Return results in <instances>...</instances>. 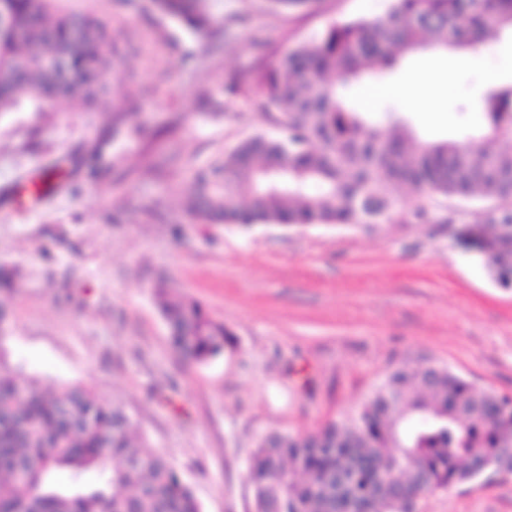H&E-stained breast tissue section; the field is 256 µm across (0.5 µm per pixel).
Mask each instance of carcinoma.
Listing matches in <instances>:
<instances>
[{
  "label": "carcinoma",
  "instance_id": "obj_1",
  "mask_svg": "<svg viewBox=\"0 0 512 512\" xmlns=\"http://www.w3.org/2000/svg\"><path fill=\"white\" fill-rule=\"evenodd\" d=\"M58 0H0V112L30 101L101 102L122 33ZM318 0H266L271 12ZM154 9L204 38L219 21L207 0H152ZM512 34V0H391L378 17L336 20L247 70L225 76L224 95L252 98L281 137L255 134L197 173L185 215L209 224H371L394 210L399 184L453 198L497 201L477 236L488 274L512 286V81L494 83L477 107L484 124L467 141L430 142L388 113L371 122L339 88L391 72L419 51H468ZM154 295L173 350L205 363L235 347L232 333L195 300ZM0 306V512H201L170 459L136 436L122 405L85 385L41 386L6 357ZM512 461V395L476 390L434 363L390 371L349 422L309 434L263 435L247 464L254 512H416L417 500ZM70 475L65 485L54 474ZM93 473V484L85 475Z\"/></svg>",
  "mask_w": 512,
  "mask_h": 512
}]
</instances>
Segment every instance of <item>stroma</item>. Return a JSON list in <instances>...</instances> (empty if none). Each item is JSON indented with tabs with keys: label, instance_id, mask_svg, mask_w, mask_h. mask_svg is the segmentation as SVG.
I'll use <instances>...</instances> for the list:
<instances>
[{
	"label": "stroma",
	"instance_id": "obj_1",
	"mask_svg": "<svg viewBox=\"0 0 512 512\" xmlns=\"http://www.w3.org/2000/svg\"><path fill=\"white\" fill-rule=\"evenodd\" d=\"M130 41L109 104H24L0 113V268L19 272L9 363L43 386L83 383L120 401L140 433L189 483L202 512H253L247 461L259 436L308 433L354 416L385 373L432 360L480 389L512 394V290L444 224H228L185 220L195 171L256 133L274 134L250 98L225 99L209 68H248L258 42L284 49L339 18H372L390 0H321L311 13L266 12L263 0H211L227 35L210 64L199 39L151 0H60ZM447 83L436 106L378 98L429 141L464 140L482 124L488 72L512 79V37L477 50L405 59ZM139 109L125 113L128 92ZM123 121H116L117 111ZM95 155L88 170L85 157ZM199 301L236 339L204 364L180 360L153 284ZM418 512H512V474L420 499Z\"/></svg>",
	"mask_w": 512,
	"mask_h": 512
}]
</instances>
